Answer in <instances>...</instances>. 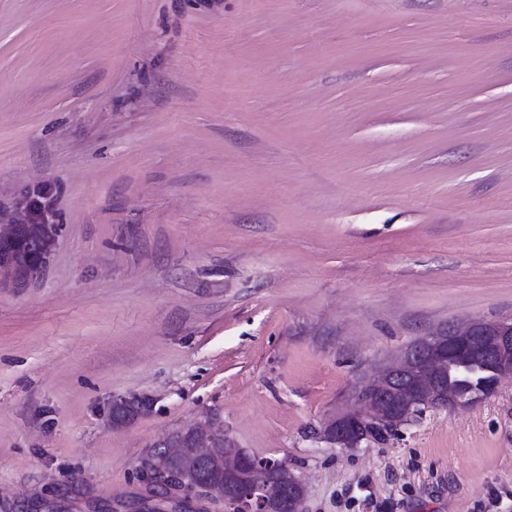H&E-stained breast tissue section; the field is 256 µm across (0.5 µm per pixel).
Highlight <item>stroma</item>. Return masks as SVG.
Listing matches in <instances>:
<instances>
[{
  "mask_svg": "<svg viewBox=\"0 0 512 512\" xmlns=\"http://www.w3.org/2000/svg\"><path fill=\"white\" fill-rule=\"evenodd\" d=\"M36 202L0 512H127L206 417L301 512H512V379L384 444L317 434L418 338L512 318V0H0V224ZM151 407L150 402L145 397L134 398L126 403L122 402L113 411L112 422L115 425H122L127 421L134 419L137 415L145 413Z\"/></svg>",
  "mask_w": 512,
  "mask_h": 512,
  "instance_id": "1",
  "label": "stroma"
}]
</instances>
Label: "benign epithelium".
Masks as SVG:
<instances>
[{"label":"benign epithelium","mask_w":512,"mask_h":512,"mask_svg":"<svg viewBox=\"0 0 512 512\" xmlns=\"http://www.w3.org/2000/svg\"><path fill=\"white\" fill-rule=\"evenodd\" d=\"M17 226L0 224V250L16 244ZM480 341L482 359L494 366L498 379L512 377V318L498 321L471 319L439 329L423 337L418 345H410L390 364L384 376L375 379V391L360 401L356 411L339 410L326 419L319 433L341 448L354 450L373 441L367 433L353 430V425L378 424L391 432L415 420L432 406L464 407L473 401L451 386H443L439 375L452 360L464 361L471 355L475 341ZM194 435V453L185 458L188 472L197 461L209 456L213 442L224 440L225 466L229 470L244 469L247 475L234 485L219 487L209 482L190 481L167 473L165 457L150 459L152 470L160 479H146V499L164 504L162 512H182L183 503L199 496L221 500L229 512H269L273 497L288 506L286 494L277 493L273 474L279 462L251 455L236 446L224 428L205 421L190 427Z\"/></svg>","instance_id":"1"}]
</instances>
